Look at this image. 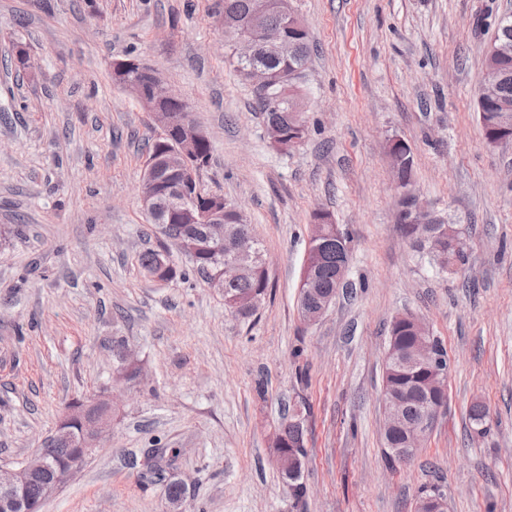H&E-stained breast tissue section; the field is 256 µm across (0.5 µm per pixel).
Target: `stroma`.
<instances>
[{
	"label": "stroma",
	"mask_w": 512,
	"mask_h": 512,
	"mask_svg": "<svg viewBox=\"0 0 512 512\" xmlns=\"http://www.w3.org/2000/svg\"><path fill=\"white\" fill-rule=\"evenodd\" d=\"M314 55L308 134L269 141L224 44V0H0V465L34 457L73 400L111 392L112 434L42 512H172L142 477L175 448L181 512H414L441 484L449 512H512V142L487 143L476 94L512 0H292ZM136 57L188 102L212 143L200 182L240 206L268 262L251 317L191 270L139 199L160 128L112 82ZM412 188L455 225L469 261L441 271L399 230L390 140ZM347 233V284L315 323L297 307L316 211ZM180 270L146 277L145 251ZM422 317L448 358L447 405L407 465L385 457L392 320ZM141 367L115 378L121 349ZM489 411L475 435L468 411ZM307 430L295 501L272 436Z\"/></svg>",
	"instance_id": "obj_1"
}]
</instances>
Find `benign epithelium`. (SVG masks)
I'll use <instances>...</instances> for the list:
<instances>
[{"label": "benign epithelium", "mask_w": 512, "mask_h": 512, "mask_svg": "<svg viewBox=\"0 0 512 512\" xmlns=\"http://www.w3.org/2000/svg\"><path fill=\"white\" fill-rule=\"evenodd\" d=\"M260 48L273 53L288 50V44L282 41L281 31L261 24L256 18V11L251 14L244 30L234 40L235 53L243 58L253 57ZM139 67V79L123 84L125 90L132 93L150 112L163 132L175 128L179 132L178 141L169 147L167 154L150 161L144 170L139 193L142 205L147 214L155 213L159 198L165 196L172 207H179L185 212L191 208L182 205L188 199L208 200L210 195L205 193L199 183L198 172L188 163V152L204 137V133L191 120L189 110L182 106L185 99L169 87L159 72L153 67L135 62ZM248 81L253 88L263 90L277 84H286L290 76L283 72H270L263 68L252 67L247 71ZM512 140V121L506 119L493 125L488 130L487 142L499 145ZM180 155L182 177L174 183L164 184L158 178L160 166L168 165V157ZM242 212L241 208L224 207V200L219 199L212 207L199 209L197 224L207 225V241L216 245L224 252V259L209 281L213 288L224 289V281L240 277L244 270L243 260L255 256V238L245 231L232 234L224 233V210ZM321 259L320 243L317 237L310 238L306 259L302 271V283H311L316 275L317 266ZM418 363L430 374L432 385L440 392H445L448 378V362L442 346L436 337L425 328L421 329V346ZM112 395L106 394L90 401H80L70 408L69 414H77L84 421L81 437L82 454L71 463L69 471L55 477L46 476L48 464L42 454H37L32 460L18 467L0 465V512H30V504L24 490L34 479H41L42 498L51 496L70 475L82 468L87 455L98 447L103 437L112 432ZM385 415L389 418V426L404 434V447L389 448L392 455L410 452L422 447L424 441L434 428L437 414L431 413L421 419L413 420L408 417L402 407V400L396 399L385 402Z\"/></svg>", "instance_id": "obj_1"}]
</instances>
